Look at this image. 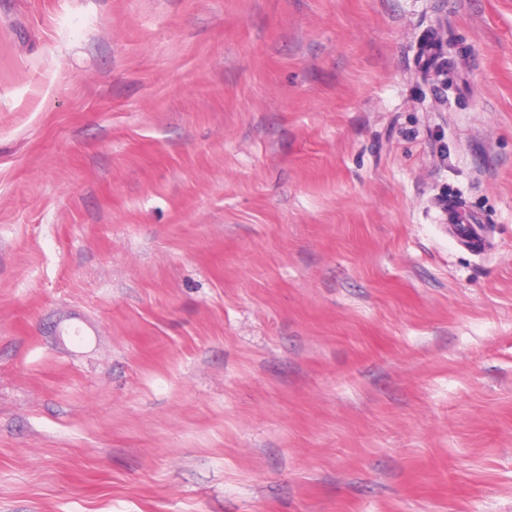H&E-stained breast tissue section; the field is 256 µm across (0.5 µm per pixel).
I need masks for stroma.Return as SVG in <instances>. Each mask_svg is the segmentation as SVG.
<instances>
[{"label": "stroma", "instance_id": "1", "mask_svg": "<svg viewBox=\"0 0 512 512\" xmlns=\"http://www.w3.org/2000/svg\"><path fill=\"white\" fill-rule=\"evenodd\" d=\"M0 512H512V0H0ZM466 204L462 199L450 198L448 200V236L455 238L459 243L475 250L483 251L487 245L483 230L478 224H470L466 216Z\"/></svg>", "mask_w": 512, "mask_h": 512}]
</instances>
